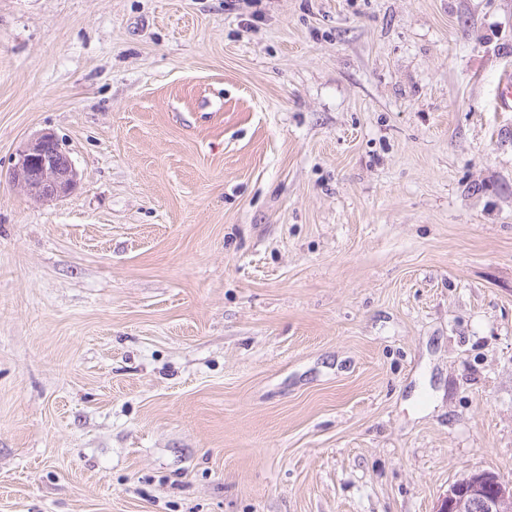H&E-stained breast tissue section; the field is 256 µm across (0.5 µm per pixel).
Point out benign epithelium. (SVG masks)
I'll use <instances>...</instances> for the list:
<instances>
[{"label":"benign epithelium","mask_w":512,"mask_h":512,"mask_svg":"<svg viewBox=\"0 0 512 512\" xmlns=\"http://www.w3.org/2000/svg\"><path fill=\"white\" fill-rule=\"evenodd\" d=\"M11 182L42 201L61 200L71 195L79 184L78 173L56 136L43 132L16 152L8 170ZM473 479L491 489L481 503L482 512H502L504 501L512 499V481L497 476L477 474ZM467 484H458L442 498L437 512H461Z\"/></svg>","instance_id":"obj_1"}]
</instances>
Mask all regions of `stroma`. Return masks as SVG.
Segmentation results:
<instances>
[{
    "label": "stroma",
    "instance_id": "35a3bbf8",
    "mask_svg": "<svg viewBox=\"0 0 512 512\" xmlns=\"http://www.w3.org/2000/svg\"><path fill=\"white\" fill-rule=\"evenodd\" d=\"M508 72L512 0H0V512L512 480ZM8 177L29 195L42 201L66 198L79 184L72 161L50 132L39 134L16 152Z\"/></svg>",
    "mask_w": 512,
    "mask_h": 512
}]
</instances>
